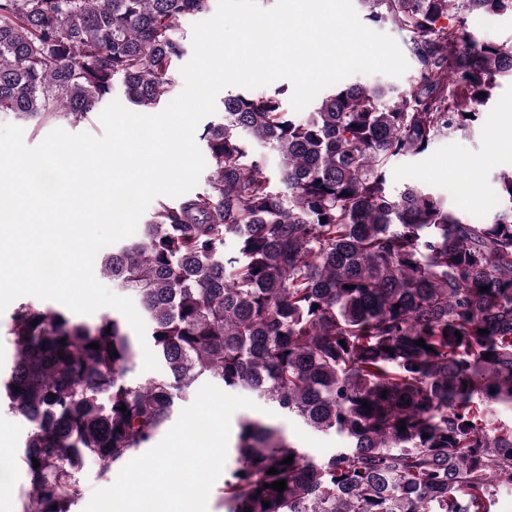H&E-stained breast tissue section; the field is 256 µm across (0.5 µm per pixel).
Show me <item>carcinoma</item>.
Returning a JSON list of instances; mask_svg holds the SVG:
<instances>
[{"label": "carcinoma", "instance_id": "cac0c4a2", "mask_svg": "<svg viewBox=\"0 0 512 512\" xmlns=\"http://www.w3.org/2000/svg\"><path fill=\"white\" fill-rule=\"evenodd\" d=\"M359 2L403 35L406 91L339 83L305 118L285 109L286 86L225 96L200 134L208 189L160 203L99 253L138 299L158 369L128 378L142 347L120 312L15 309L0 405L28 424L19 512H72L84 463L106 472L152 447L206 380L340 439L317 460L242 416L225 512H490L512 484V426L498 418L512 410V171L489 220L388 187L395 161L482 123L512 45L473 41L469 21L512 15V0ZM208 6L0 0V114L81 123L117 87L142 109L169 104L181 33ZM250 140L277 156L276 181ZM279 480L281 493L264 487Z\"/></svg>", "mask_w": 512, "mask_h": 512}]
</instances>
